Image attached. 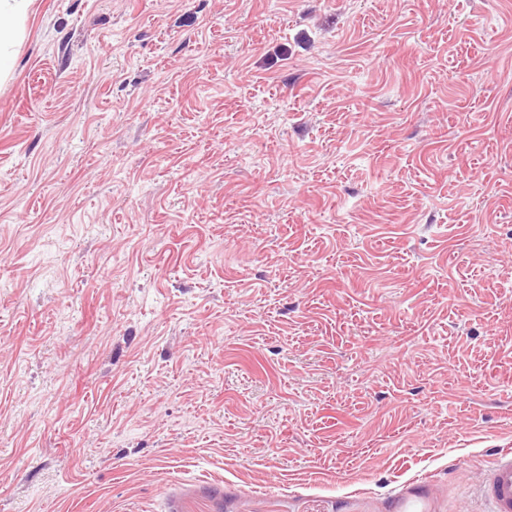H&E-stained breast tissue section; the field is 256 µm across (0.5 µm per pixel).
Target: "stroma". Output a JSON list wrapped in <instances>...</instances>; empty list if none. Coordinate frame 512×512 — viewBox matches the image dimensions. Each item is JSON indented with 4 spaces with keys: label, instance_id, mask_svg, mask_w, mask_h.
I'll use <instances>...</instances> for the list:
<instances>
[{
    "label": "stroma",
    "instance_id": "35a3bbf8",
    "mask_svg": "<svg viewBox=\"0 0 512 512\" xmlns=\"http://www.w3.org/2000/svg\"><path fill=\"white\" fill-rule=\"evenodd\" d=\"M509 451L512 0H32L0 512H488Z\"/></svg>",
    "mask_w": 512,
    "mask_h": 512
}]
</instances>
